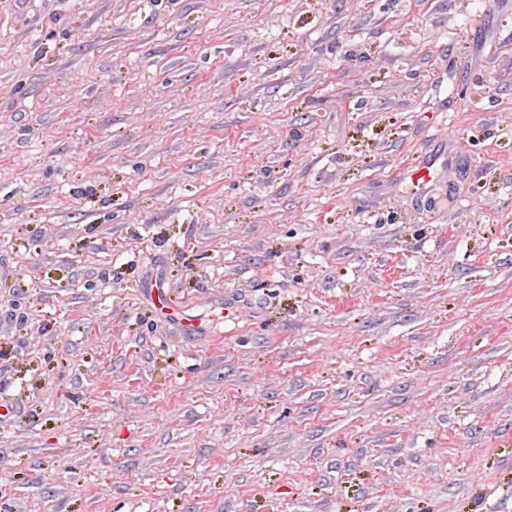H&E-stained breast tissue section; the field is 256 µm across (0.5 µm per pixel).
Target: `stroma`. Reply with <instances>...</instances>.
<instances>
[{
	"label": "stroma",
	"instance_id": "35a3bbf8",
	"mask_svg": "<svg viewBox=\"0 0 512 512\" xmlns=\"http://www.w3.org/2000/svg\"><path fill=\"white\" fill-rule=\"evenodd\" d=\"M1 405L0 512H512V0H0Z\"/></svg>",
	"mask_w": 512,
	"mask_h": 512
}]
</instances>
